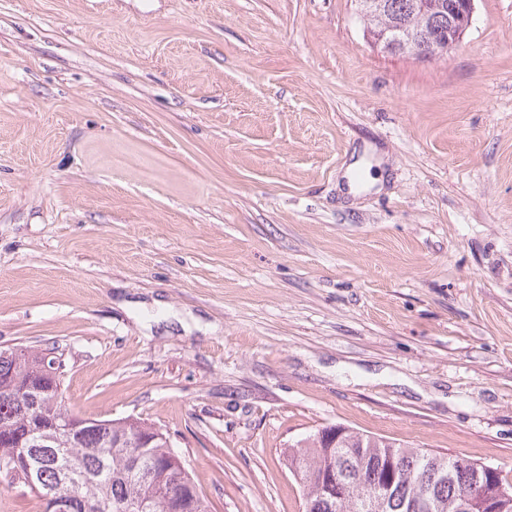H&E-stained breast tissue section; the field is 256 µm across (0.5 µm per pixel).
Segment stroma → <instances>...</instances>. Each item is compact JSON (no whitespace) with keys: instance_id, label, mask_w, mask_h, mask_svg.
I'll return each instance as SVG.
<instances>
[{"instance_id":"stroma-1","label":"stroma","mask_w":512,"mask_h":512,"mask_svg":"<svg viewBox=\"0 0 512 512\" xmlns=\"http://www.w3.org/2000/svg\"><path fill=\"white\" fill-rule=\"evenodd\" d=\"M364 28L0 0V347L168 434L212 512H303L284 450L330 425L512 482V0L436 60Z\"/></svg>"}]
</instances>
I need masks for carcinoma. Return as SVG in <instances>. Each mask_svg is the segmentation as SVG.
Returning a JSON list of instances; mask_svg holds the SVG:
<instances>
[{"instance_id": "cac0c4a2", "label": "carcinoma", "mask_w": 512, "mask_h": 512, "mask_svg": "<svg viewBox=\"0 0 512 512\" xmlns=\"http://www.w3.org/2000/svg\"><path fill=\"white\" fill-rule=\"evenodd\" d=\"M382 2L380 12L367 18L373 29L399 20L414 31L438 26L448 18V0H428L430 10L426 13L412 10L410 0ZM44 359L43 352L0 349V459L12 455L16 434L36 429L35 412L61 420L69 417L63 404L62 379L43 370ZM12 387L26 391L30 401L21 403L13 398ZM143 424L145 421L137 417L120 428H87L74 442H46L36 449L40 478L32 493L41 499L46 491L57 487L60 469L71 462L78 468L73 488L78 496L76 512H129L134 504L141 505L140 512H211L209 502L192 493L179 474L171 472L157 485L131 472L129 450L119 443V437ZM340 443L354 453L331 452L310 436L288 448L286 461L300 481L304 512H367L363 504L368 486L385 481L392 485L374 512H459L460 495L474 486V512H480L488 498L505 493L512 496V484L500 472L489 473L478 463L401 446L348 428ZM391 460L397 469L393 479L386 470ZM333 464L353 470L364 466V478L355 481L348 495L337 501L328 499L320 486V475ZM441 470L454 471L455 479L441 480Z\"/></svg>"}]
</instances>
